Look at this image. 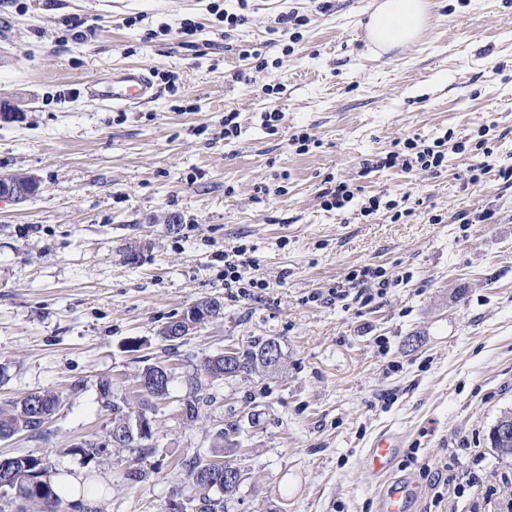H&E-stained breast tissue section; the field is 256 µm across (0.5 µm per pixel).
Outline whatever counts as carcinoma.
<instances>
[{
    "instance_id": "1",
    "label": "carcinoma",
    "mask_w": 512,
    "mask_h": 512,
    "mask_svg": "<svg viewBox=\"0 0 512 512\" xmlns=\"http://www.w3.org/2000/svg\"><path fill=\"white\" fill-rule=\"evenodd\" d=\"M277 344L274 339H267L262 343H255L237 352L236 366L240 373H246L258 365L267 366L266 352ZM221 359L204 360L201 372L192 373L185 377L184 384L189 393V399L184 403L183 417L187 421H194L198 416V393L202 389L201 376L213 379L224 377V368L215 367ZM161 365L155 364L143 370L139 379L143 383L138 386V392L144 405L163 398L164 391L155 385L153 379ZM99 390L106 406L112 408L115 417L112 418V429L126 430L131 427V420L111 400L112 382L102 378ZM59 405V398L49 393L33 394L12 404L8 408H0V439H8L16 434L29 432L34 434L40 431L43 425L53 417ZM186 476L193 487L217 489L229 494L236 490L238 484L224 481L220 484L210 482L207 475L208 466L201 463L197 457L183 463ZM0 491L12 495V498L26 503H32L39 508V512H60L64 503L63 498L52 484L48 466L43 460L32 454L11 456L7 470L0 474Z\"/></svg>"
}]
</instances>
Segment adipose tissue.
<instances>
[{"label": "adipose tissue", "mask_w": 512, "mask_h": 512, "mask_svg": "<svg viewBox=\"0 0 512 512\" xmlns=\"http://www.w3.org/2000/svg\"><path fill=\"white\" fill-rule=\"evenodd\" d=\"M429 0H378L367 23V38L387 50L415 42L426 27Z\"/></svg>", "instance_id": "obj_1"}]
</instances>
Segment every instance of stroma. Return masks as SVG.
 Returning <instances> with one entry per match:
<instances>
[{"instance_id": "stroma-1", "label": "stroma", "mask_w": 512, "mask_h": 512, "mask_svg": "<svg viewBox=\"0 0 512 512\" xmlns=\"http://www.w3.org/2000/svg\"><path fill=\"white\" fill-rule=\"evenodd\" d=\"M375 3L0 0V101L23 111L0 123V174L41 184L28 201L0 199V405L62 399L40 432L0 441V457L93 478L94 512H379L392 480L412 512H512V459L491 445L512 412V183L500 176L512 167V0H430L420 38L383 54L364 32ZM221 8L247 23L226 31ZM289 11L305 20L296 42L270 29ZM127 65L151 76L152 100L108 108L84 94ZM275 109L272 132L263 115ZM228 110L241 128L229 140ZM447 134L468 149L437 174L365 166L399 140ZM480 140L486 153H473ZM480 163L489 170L471 184ZM330 178L354 193L343 209L321 204ZM372 196L384 206L362 216ZM238 245L267 283L250 296L224 285V251ZM365 265L393 279L386 294L327 301ZM203 298L222 315L170 351L161 329ZM267 338L281 347L276 370L204 383L198 419L183 420L184 375ZM168 363L150 440L74 454L112 427L101 378L132 412L142 369ZM222 430L244 480L203 501L183 462ZM385 431L403 446L376 476L363 457ZM133 467L143 481L127 480Z\"/></svg>"}]
</instances>
